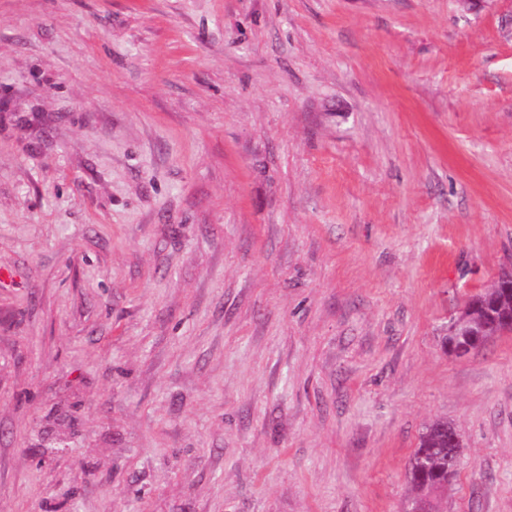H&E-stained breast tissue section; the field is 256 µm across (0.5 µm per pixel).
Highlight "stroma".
Returning a JSON list of instances; mask_svg holds the SVG:
<instances>
[{"label":"stroma","mask_w":512,"mask_h":512,"mask_svg":"<svg viewBox=\"0 0 512 512\" xmlns=\"http://www.w3.org/2000/svg\"><path fill=\"white\" fill-rule=\"evenodd\" d=\"M512 0H0V512H512ZM508 276L512 278L511 273L501 274L496 281L500 279L501 280L495 288L493 287L496 281L488 289H486L484 293L478 295L472 300V302H475L485 293L494 295L496 294V288H498L499 295L494 298L493 302L491 303V307L494 310L492 315L495 318L496 324L500 327V333L512 329V306L503 304L504 300H510L512 298V281L508 279H502L503 277ZM453 462L448 459V422L434 421L410 459L408 477L416 493L410 512H435L431 498L448 486V464L455 468Z\"/></svg>","instance_id":"obj_1"}]
</instances>
